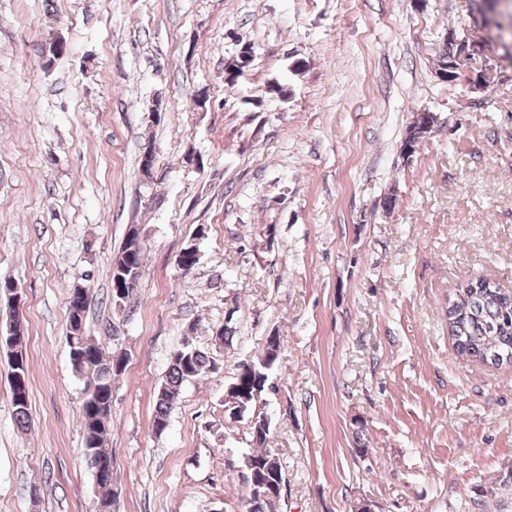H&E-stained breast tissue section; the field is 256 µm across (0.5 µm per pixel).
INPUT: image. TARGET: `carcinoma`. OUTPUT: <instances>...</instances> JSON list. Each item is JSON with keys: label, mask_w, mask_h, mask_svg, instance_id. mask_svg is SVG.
<instances>
[{"label": "carcinoma", "mask_w": 512, "mask_h": 512, "mask_svg": "<svg viewBox=\"0 0 512 512\" xmlns=\"http://www.w3.org/2000/svg\"><path fill=\"white\" fill-rule=\"evenodd\" d=\"M458 45L448 39L438 59V75L448 72V62L457 55ZM253 56L246 58L235 55L224 64L226 81L235 82L250 68ZM435 117L423 113L415 117L406 129L401 144V154L410 156L430 134ZM138 225L132 224L128 230L125 243L114 259L112 272L126 267L143 273L144 256ZM69 335L84 340L90 339L86 332L85 315L82 309L68 314ZM448 336L453 341L456 354L466 360H475L493 367L512 366V291H508L487 279L470 280L458 286L454 296L448 301ZM87 358L77 368V372L87 378V382L99 390L95 405L82 403V432L89 433L83 438L84 454H94L95 460L104 465L95 481L105 489L99 503L112 512L116 501L112 486V454L105 448L110 434V416L112 408V376L106 378L102 368L111 365L106 352L99 344L86 347ZM281 351V346L266 347L264 355L255 362L256 370L245 376V384L250 389L261 392L268 387L269 368L273 367ZM214 362L208 354L196 347L185 346L179 349V356L171 358L166 373L156 396L153 425L169 423L170 414L177 403L183 385L207 373ZM30 387H25L23 398L12 400L16 421L24 428L29 423Z\"/></svg>", "instance_id": "obj_1"}]
</instances>
